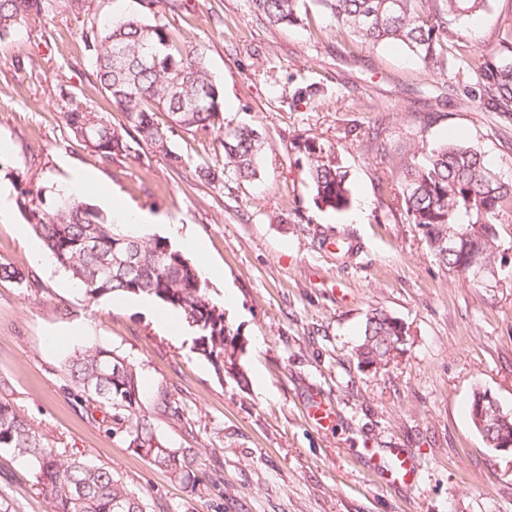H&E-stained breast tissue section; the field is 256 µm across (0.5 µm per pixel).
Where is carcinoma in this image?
<instances>
[{
  "label": "carcinoma",
  "mask_w": 512,
  "mask_h": 512,
  "mask_svg": "<svg viewBox=\"0 0 512 512\" xmlns=\"http://www.w3.org/2000/svg\"><path fill=\"white\" fill-rule=\"evenodd\" d=\"M255 15L276 25L302 22L304 0H245ZM336 25L371 46L394 42L427 65L461 62L480 87L487 112H512V26L504 27L488 50L469 57L445 55V44L468 40L470 21L487 11L489 0H316ZM54 0H0V42L23 26L43 27ZM83 49L93 69L91 86L108 107L90 105L65 86L55 88L60 113L74 138L101 159L137 156L148 149L163 156L171 170L187 169L188 160L170 147L177 130L202 138L215 135L224 151L222 166L195 168L196 177L218 186L224 178L257 176L262 141L256 129L224 121V88L210 74L203 52L185 49L167 25L155 20L117 17L82 31ZM124 114L112 124L110 111ZM167 114L168 122L157 114ZM306 173L319 208L339 211L349 204L347 171L335 150L303 141ZM392 181L378 179L392 194L409 223L449 273L472 282L469 257L490 264L500 253L498 226L512 216V181L491 174L482 153L469 145H414L409 158H386ZM17 205L42 240L49 258L79 284L89 299L105 295L146 296L179 310L195 333L198 353L218 373L233 361L238 332L227 322L224 303L209 294L194 264L165 237L145 235L118 223L83 197L56 190L46 195L18 187ZM465 231L455 250H444L448 229ZM401 321L382 308L365 317L353 358L378 368L390 361V343L398 341ZM64 376L84 401L111 410L113 429L128 447L173 478L200 482L192 464L164 445L156 433L140 389L135 365L99 345L70 355ZM485 442L512 438V417L501 420L490 406ZM157 412L181 420L183 410L162 393ZM0 448H11L32 466L43 486L50 512H146L143 497L129 490L112 471L76 458H62L49 440L0 400Z\"/></svg>",
  "instance_id": "1"
}]
</instances>
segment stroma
I'll list each match as a JSON object with an SVG mask.
<instances>
[{"label": "stroma", "instance_id": "1", "mask_svg": "<svg viewBox=\"0 0 512 512\" xmlns=\"http://www.w3.org/2000/svg\"><path fill=\"white\" fill-rule=\"evenodd\" d=\"M302 25L250 14L244 0H177L147 9L145 0L58 3L47 20L55 38L21 28L0 42V190L16 177L54 191L81 168L94 177L86 199L103 211L101 187L155 218L145 234L167 236L175 221L200 237L220 272L208 281L225 317L246 341L239 385L159 324L163 304L145 313L135 297L96 300L72 289L68 273L36 261L34 233L18 207L0 216V398L44 433L56 452L108 467L145 498L147 512H512V454L489 448L470 417L475 388L512 412V222L499 225L509 262L499 283L474 287L431 257L400 204L377 188L384 155L410 144L460 141L512 176V113L482 108L475 76L450 77L402 45L361 43L306 0ZM159 19L204 49L224 87V116L263 138L258 175L215 188L192 169L224 161L216 137L185 132L173 150L191 167L174 173L164 158L100 159L71 136L52 95L64 84L94 105L81 52L86 26L111 18ZM512 0H489L475 38L452 53L488 48ZM33 68L18 69V60ZM382 128L383 151L367 134ZM334 148L347 170L351 204L340 212L312 201L298 141ZM379 307L404 322V354L378 369L360 368L352 350L365 315ZM100 345L136 365L145 401L161 392L183 409L181 420L154 424L169 447L187 452L221 479L188 487L112 433L107 408L82 403L62 366L74 350ZM332 407L319 426L309 402ZM369 448H404L418 470L405 486L378 470ZM33 468L0 448V512H48Z\"/></svg>", "mask_w": 512, "mask_h": 512}]
</instances>
